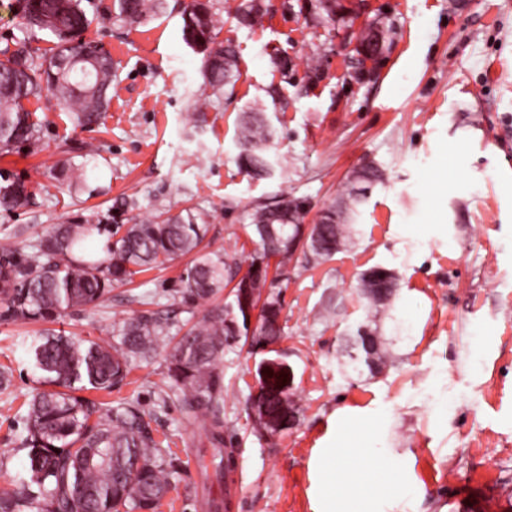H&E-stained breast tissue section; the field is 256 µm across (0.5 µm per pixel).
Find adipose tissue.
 Returning a JSON list of instances; mask_svg holds the SVG:
<instances>
[{"instance_id":"1","label":"adipose tissue","mask_w":512,"mask_h":512,"mask_svg":"<svg viewBox=\"0 0 512 512\" xmlns=\"http://www.w3.org/2000/svg\"><path fill=\"white\" fill-rule=\"evenodd\" d=\"M314 458L315 512H393L411 501L400 462L379 448L385 421L372 408L337 410Z\"/></svg>"}]
</instances>
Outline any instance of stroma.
<instances>
[{"label": "stroma", "instance_id": "35a3bbf8", "mask_svg": "<svg viewBox=\"0 0 512 512\" xmlns=\"http://www.w3.org/2000/svg\"><path fill=\"white\" fill-rule=\"evenodd\" d=\"M239 2L214 0L219 37L238 59L217 95L181 39L182 0L136 26L93 21L87 38L115 63L105 120L84 130L50 94L27 102L40 142L0 155V185L21 179L34 196L0 212V245L32 244L79 213L108 224L197 208L208 215L207 250L246 262L256 248L245 229L252 207L294 195L306 202L304 223H316L352 172L374 164L384 181L359 208L353 245L318 265L295 253L278 271V348L301 408L292 429L274 441L254 431L261 356L242 347L224 354L229 482L205 468L204 431L186 421L177 398L162 396L167 343L108 399L138 403L177 460L159 512H208L207 492L228 499V512H313L311 459L330 416L346 406L386 409L385 443L407 461L416 512H512V0H340L356 16L322 22L311 0H263V23L252 29L234 19ZM383 23L394 26L391 42L378 60L364 58L362 32ZM257 103L273 129V170L259 179L237 160L240 117ZM64 164L85 169L82 188L57 182ZM189 263L139 274L99 306L54 322H0V368L11 372L0 393V490L13 489L26 465L19 438L38 373L24 338L106 343L144 309L176 329L193 324L201 307L175 292ZM375 266L395 272L398 290L378 324L393 363L370 376L344 364L350 336L368 320L359 280ZM462 487L486 505L474 508Z\"/></svg>", "mask_w": 512, "mask_h": 512}]
</instances>
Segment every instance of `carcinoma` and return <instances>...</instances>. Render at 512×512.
<instances>
[{
  "label": "carcinoma",
  "mask_w": 512,
  "mask_h": 512,
  "mask_svg": "<svg viewBox=\"0 0 512 512\" xmlns=\"http://www.w3.org/2000/svg\"><path fill=\"white\" fill-rule=\"evenodd\" d=\"M23 26L56 39L50 56H39L25 39L0 37V151L18 145L34 147L39 124L24 102L52 92L69 107L75 126L100 124L110 103L112 57L94 41L83 38L89 9L95 0H18ZM317 14L327 20L348 12L337 0H316ZM164 0H112V14L127 24H140L164 11ZM265 11L260 0H241L237 23L261 25ZM182 40L202 56L204 84L213 93L224 89L237 67L232 43L218 40L211 0H189L181 10ZM393 27L362 35L360 52L367 58L382 53ZM271 132L262 109L244 113L238 128V161L254 177L272 169L265 154ZM382 181L381 171L367 164L355 170L350 187L338 204L324 210L319 222L302 235L298 222L304 200L285 194L272 205H258L251 213L248 234L259 248L249 269L268 253L288 261L302 250L308 261L320 264L337 253L336 244L352 242V220L365 201L367 189ZM32 192L22 180L0 185V209L11 212L30 203ZM207 214L188 209L175 216L140 220L133 224H103L94 215H80L52 225L38 240L24 247H0V322L55 321L71 310L92 308L112 293V287L133 282L148 269L190 256L178 280L176 294L187 305L209 302L224 290L236 263L228 253L205 252ZM397 290L392 270L377 266L362 273L361 291L369 314L377 319L391 305ZM281 304L268 292L259 326L250 329L240 290L222 304L204 309L201 317L175 337L166 357L168 389L180 401L185 418L202 429L211 445L217 477L231 468L233 453L224 448V351L251 338L266 347L282 337ZM169 319L143 310L113 329L110 344L87 345L65 336H32L28 351L40 372L27 414L20 450L26 452L27 471L16 488L0 492V512H156L170 489L175 458L155 441L146 413L134 402L106 408L83 396L85 391H111L120 386L134 362L148 361L159 341L169 334ZM351 363L369 374L391 362L370 325L351 337ZM279 363L256 368L259 392L252 408L267 422L255 432L269 438L278 428L298 419L299 405L292 366Z\"/></svg>",
  "instance_id": "obj_1"
}]
</instances>
